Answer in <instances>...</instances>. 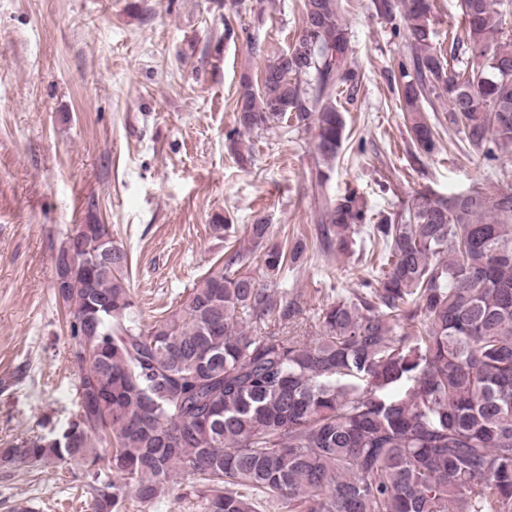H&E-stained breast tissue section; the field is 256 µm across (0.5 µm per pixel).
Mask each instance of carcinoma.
I'll return each instance as SVG.
<instances>
[{"instance_id":"carcinoma-1","label":"carcinoma","mask_w":512,"mask_h":512,"mask_svg":"<svg viewBox=\"0 0 512 512\" xmlns=\"http://www.w3.org/2000/svg\"><path fill=\"white\" fill-rule=\"evenodd\" d=\"M402 7L412 46L397 95L413 145L437 147L424 112L448 98V124L484 155L512 147V0H458L449 54L433 46L434 0ZM341 0H304L293 49L243 86L235 133L288 119L314 131L318 160L346 130L333 92L353 81ZM365 235L384 254L362 287L338 294L302 330L284 288L291 250L249 224L178 308L149 324L136 309L130 257L109 224H78V270L56 272L70 320L77 404L62 426L0 451V461L95 469L94 512H114L198 478L202 512H512V187L448 198L421 191L378 224L347 192L320 208L323 250ZM257 270H250L253 260ZM275 320L279 326L269 327Z\"/></svg>"}]
</instances>
